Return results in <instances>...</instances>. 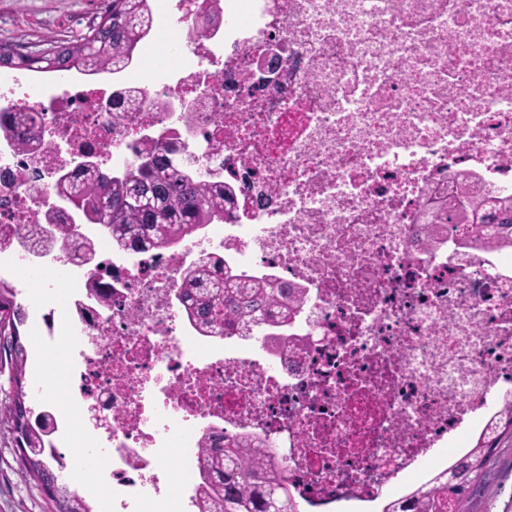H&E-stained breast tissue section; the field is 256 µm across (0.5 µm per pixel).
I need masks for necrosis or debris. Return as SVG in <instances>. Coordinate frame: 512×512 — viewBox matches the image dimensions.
I'll list each match as a JSON object with an SVG mask.
<instances>
[{"label":"necrosis or debris","instance_id":"obj_1","mask_svg":"<svg viewBox=\"0 0 512 512\" xmlns=\"http://www.w3.org/2000/svg\"><path fill=\"white\" fill-rule=\"evenodd\" d=\"M216 32H191L189 0L164 10L174 39L153 76L0 77V112L40 113V146L0 136V224L54 212L50 191L92 160L121 171L143 138L176 143L191 172L234 193L232 221L129 256L99 238L100 270L63 248L0 249L48 273L47 347L68 344L60 385L74 424L104 449L112 512H198L201 478L174 482L173 444L258 438L301 512H381L405 479L447 470L512 395V253L454 232L427 246L419 216L469 176L512 194V0H219ZM275 61V79L258 67ZM176 58L168 66L167 58ZM134 89L132 112L105 105ZM206 108L189 109L197 94ZM303 291L279 355L259 336H203L178 297L201 255ZM109 417L95 425L94 413Z\"/></svg>","mask_w":512,"mask_h":512}]
</instances>
